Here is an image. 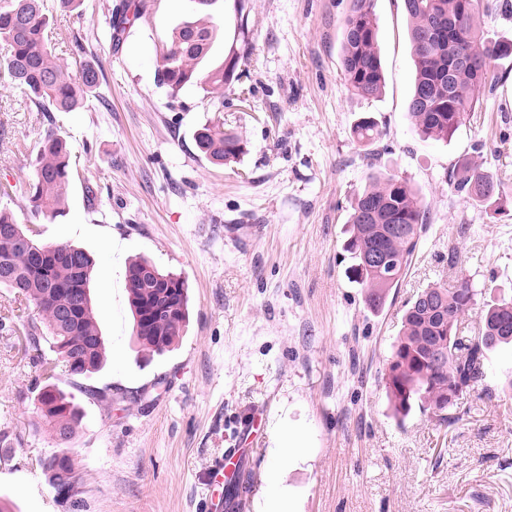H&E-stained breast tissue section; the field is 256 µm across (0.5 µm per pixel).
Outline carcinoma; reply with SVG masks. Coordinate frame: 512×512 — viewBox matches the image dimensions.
<instances>
[{"mask_svg": "<svg viewBox=\"0 0 512 512\" xmlns=\"http://www.w3.org/2000/svg\"><path fill=\"white\" fill-rule=\"evenodd\" d=\"M216 0H197L198 18L176 26L160 48L161 84L170 97L196 86L213 102L224 89L239 82L241 66L249 59V0H234L235 37L224 41V59L215 64L210 50L221 37L209 7ZM415 78L407 113L425 140L445 141L474 111L481 89L488 84L492 64L512 55V43L492 40L481 31L479 0H403ZM115 17L122 33L143 17L146 0H135ZM54 7L47 0H7L0 6V78L23 90L42 112H71L93 95L102 67L83 63L80 70L57 56L50 44ZM458 24L436 28L440 19ZM469 60L455 64L457 51ZM341 71L352 92L376 98L384 87L378 44V24L370 0H350L343 26ZM352 136L370 146L381 140L383 129L372 117L361 118ZM198 150L212 163L235 162L244 153L243 141L230 131L211 127L197 130ZM72 177L70 151L55 123L41 133L32 180L21 190L24 207L32 216L64 213ZM455 191L495 214L501 212L502 192L492 172L468 158H460L449 174ZM351 236L345 250L351 255V279L364 290V302L382 308L399 287L405 269L429 224V207L410 180L395 173H372L354 194L348 217ZM55 249L46 262L33 259L32 248ZM380 251L392 266L368 265L364 256ZM89 253L66 242L41 243L36 231L17 222L9 203L0 204V288L34 304L40 321L28 325L26 352L39 366L42 386L37 394V427L59 440L71 441L81 421L74 397L55 384L57 362L71 375H88L105 361L106 345L89 294L93 271ZM460 278L456 284H431L407 303L399 334L386 363L384 386L393 417L400 423L414 410L428 413L443 426L448 410L474 390L485 377L487 353L512 346V297L484 306L478 331L468 334L463 316L485 288ZM126 289L134 317V336L142 349L161 353L180 338L188 320V286L179 275L164 273L144 258L132 260L126 271ZM80 298L79 315L69 324L59 322L56 309ZM176 303L150 319L140 309L151 303ZM49 483L63 493L77 482L73 453L62 449L41 460Z\"/></svg>", "mask_w": 512, "mask_h": 512, "instance_id": "1", "label": "carcinoma"}]
</instances>
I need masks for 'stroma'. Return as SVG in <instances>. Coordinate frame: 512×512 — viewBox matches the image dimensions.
Instances as JSON below:
<instances>
[{
    "mask_svg": "<svg viewBox=\"0 0 512 512\" xmlns=\"http://www.w3.org/2000/svg\"><path fill=\"white\" fill-rule=\"evenodd\" d=\"M124 0H82L56 11V53L97 60L96 98L43 112L0 83V185H26L40 133L55 122L78 170L64 215L30 219L39 238L66 241L94 260L89 288L107 347L104 366L56 384L73 396L81 425L69 446L80 462L83 512H205L213 463L243 448L233 512H258L268 496L280 428L303 453L279 486L289 512H512V399L484 386L512 373V349L489 353L483 387L453 409L450 426L416 412L392 417L383 374L403 307L432 281L512 290V63L499 61L468 121L445 141L422 139L407 114L415 67L402 0H371L385 74L383 94L355 95L340 69L349 0H250L247 94L200 89L171 98L158 83L159 48L194 0H149L121 36L110 13ZM364 116L384 129L365 147L351 130ZM217 125L246 152L216 165L194 134ZM466 157L500 180L492 216L458 195L448 172ZM419 187L430 223L399 288L371 310L352 283L343 249L351 193L372 169ZM457 252V270L448 267ZM145 257L188 285L189 321L163 353L140 350L125 289L131 259ZM34 307L0 289V504L9 512H71L42 458L57 451L36 431L38 371L24 350ZM271 426L237 432L260 413Z\"/></svg>",
    "mask_w": 512,
    "mask_h": 512,
    "instance_id": "obj_1",
    "label": "stroma"
}]
</instances>
